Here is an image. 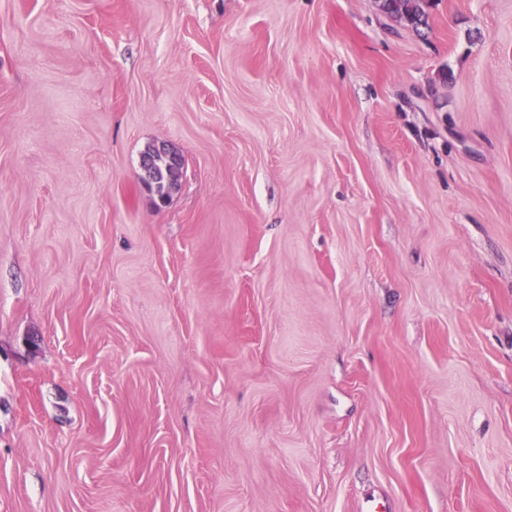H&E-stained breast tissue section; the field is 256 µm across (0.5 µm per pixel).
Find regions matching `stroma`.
<instances>
[{"label": "stroma", "instance_id": "stroma-1", "mask_svg": "<svg viewBox=\"0 0 512 512\" xmlns=\"http://www.w3.org/2000/svg\"><path fill=\"white\" fill-rule=\"evenodd\" d=\"M428 13L0 0V512H512V0ZM158 149L161 153H162V150H164V154H165L168 162L163 156H158L157 165H156L154 162V158H152L150 156L141 157L140 158V168H141V172H142L141 173L142 184L150 190H153V189L155 190L158 203L167 204V202L169 201V199L171 197V194L178 189L179 185L169 182L168 189L160 191L158 188L159 175L161 178L160 180L162 182L161 187L167 185L166 179L169 180L174 177L179 178L180 172L182 170L183 159L180 161L179 165L177 166V170H173L172 166L169 164V160H170V158H172V156L174 154H178V152L171 150V149L167 148L166 146L163 147L161 145L158 146ZM166 165H167L168 173L165 171ZM158 167L161 170L159 173H158ZM176 172L179 175H175Z\"/></svg>", "mask_w": 512, "mask_h": 512}]
</instances>
